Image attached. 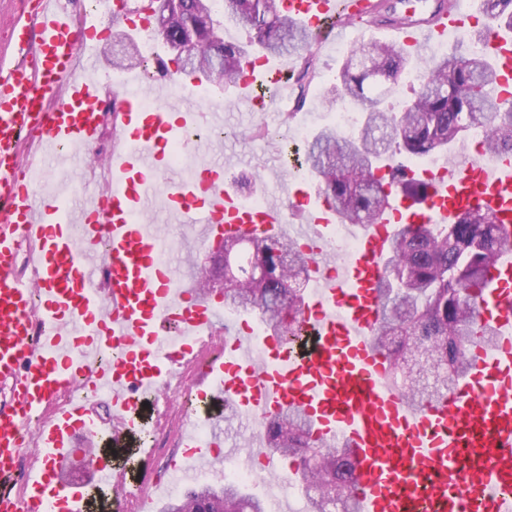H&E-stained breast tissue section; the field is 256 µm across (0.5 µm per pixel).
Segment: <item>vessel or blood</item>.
Returning <instances> with one entry per match:
<instances>
[{
	"mask_svg": "<svg viewBox=\"0 0 512 512\" xmlns=\"http://www.w3.org/2000/svg\"><path fill=\"white\" fill-rule=\"evenodd\" d=\"M373 3L280 0L316 35L339 15L365 24ZM23 10L7 45L12 61L0 68V389L10 393L0 401V512H84L64 462L85 457L107 473L100 435L110 433L113 455H122L119 438L135 427L140 398L156 394L168 367L187 363L215 334L222 299L174 284L159 260L162 231L145 218L158 206L205 242L287 235L303 243L316 284L298 327L312 342L308 353L270 334L235 337L208 364L195 401L223 395L248 423L299 408L315 437L340 444L355 462L361 512H512V251L500 255L479 304L495 341L470 351V368L448 396L415 405L373 341L383 259L399 224H452L476 208L512 233V156L478 162L458 142L455 160L426 175L425 198L392 188L374 223L346 225L360 247L340 257L329 229L335 213L310 208L298 191H288L286 204L248 208L225 187L220 157L188 177L159 176L193 95L182 91L175 114L144 110L128 90L114 116L110 186L62 202L38 191L20 149L38 139L49 161L97 142L100 45L75 29L62 0H25ZM476 21L459 4L391 28L388 41L421 59ZM484 45L499 69L512 71L511 40L490 32ZM294 208L304 212L297 224L289 221ZM83 385L108 395L106 413L75 399L53 407L59 392ZM180 441L200 463L224 459L222 431L204 446L193 435Z\"/></svg>",
	"mask_w": 512,
	"mask_h": 512,
	"instance_id": "b4317fda",
	"label": "vessel or blood"
}]
</instances>
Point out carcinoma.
<instances>
[{"mask_svg": "<svg viewBox=\"0 0 512 512\" xmlns=\"http://www.w3.org/2000/svg\"><path fill=\"white\" fill-rule=\"evenodd\" d=\"M159 20L170 10L173 30L153 56L129 39L118 67L141 69L155 81L169 72L193 75L217 86L230 85L256 53L292 56L295 66L285 78L293 81L299 99L321 78L312 53V37L304 25L288 17L279 0H224V11L212 0H144ZM491 24L512 32V0H481ZM390 0H376L371 23L400 24ZM246 29L248 43L219 39L224 23ZM407 64L401 51L376 41L349 50L343 67L324 93L333 105L344 93L363 105L357 135L346 137L324 126L305 143L301 165L319 179L321 195L343 224H368L387 203L386 185L396 178L414 195L424 191L421 178L405 179L403 157L446 154L474 124L489 135L488 155L512 153V100L500 97L497 70L484 50L463 56L455 51L425 62L411 103L399 112L382 107L387 92L365 94L369 70L387 76ZM504 245L502 231L487 216L461 213L456 224L405 227L395 235L386 259L387 276L380 295L381 318L374 342L393 360L397 381L412 401L424 404L447 394L461 369V358L491 337L480 326L478 298ZM236 248L235 261L244 273L261 256L267 272L257 284H227L224 307L259 316L279 336L295 334L291 321L302 312L310 281L308 257L287 239H226ZM268 447L280 457L297 461L295 480L308 496L311 512H357L352 498L354 462L334 444L311 438L299 413L288 410L263 422ZM266 512L264 500L240 485L190 487L159 512Z\"/></svg>", "mask_w": 512, "mask_h": 512, "instance_id": "carcinoma-1", "label": "carcinoma"}]
</instances>
